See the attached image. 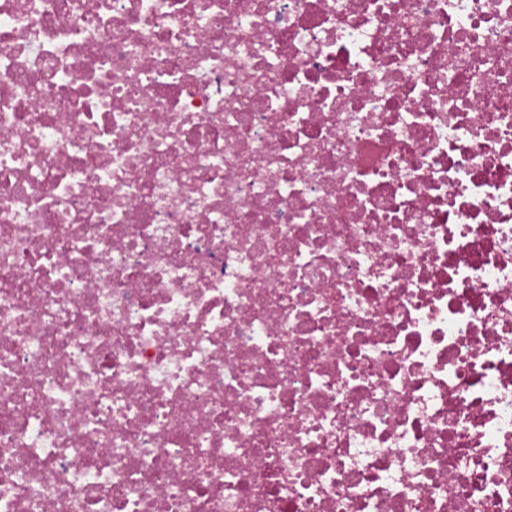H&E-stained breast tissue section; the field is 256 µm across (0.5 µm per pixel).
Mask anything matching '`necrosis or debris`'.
<instances>
[{
  "label": "necrosis or debris",
  "instance_id": "1",
  "mask_svg": "<svg viewBox=\"0 0 512 512\" xmlns=\"http://www.w3.org/2000/svg\"><path fill=\"white\" fill-rule=\"evenodd\" d=\"M0 512H512V0H0Z\"/></svg>",
  "mask_w": 512,
  "mask_h": 512
}]
</instances>
